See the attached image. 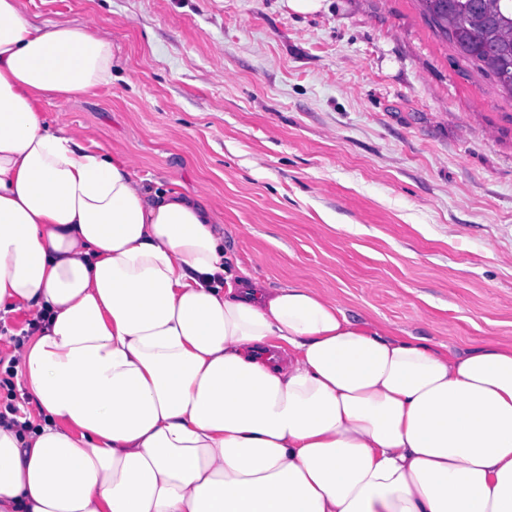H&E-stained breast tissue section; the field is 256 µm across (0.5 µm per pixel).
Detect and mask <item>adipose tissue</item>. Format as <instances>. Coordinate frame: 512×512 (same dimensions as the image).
<instances>
[{
    "instance_id": "1",
    "label": "adipose tissue",
    "mask_w": 512,
    "mask_h": 512,
    "mask_svg": "<svg viewBox=\"0 0 512 512\" xmlns=\"http://www.w3.org/2000/svg\"><path fill=\"white\" fill-rule=\"evenodd\" d=\"M84 24L0 0V313L37 406L0 512H512V346L456 356L257 287L201 194L41 102L111 86Z\"/></svg>"
}]
</instances>
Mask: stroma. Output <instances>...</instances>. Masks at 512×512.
I'll return each mask as SVG.
<instances>
[{
    "label": "stroma",
    "instance_id": "1",
    "mask_svg": "<svg viewBox=\"0 0 512 512\" xmlns=\"http://www.w3.org/2000/svg\"><path fill=\"white\" fill-rule=\"evenodd\" d=\"M111 33V86L43 103L207 197L267 287L461 355L512 345V100L417 0H20Z\"/></svg>",
    "mask_w": 512,
    "mask_h": 512
}]
</instances>
